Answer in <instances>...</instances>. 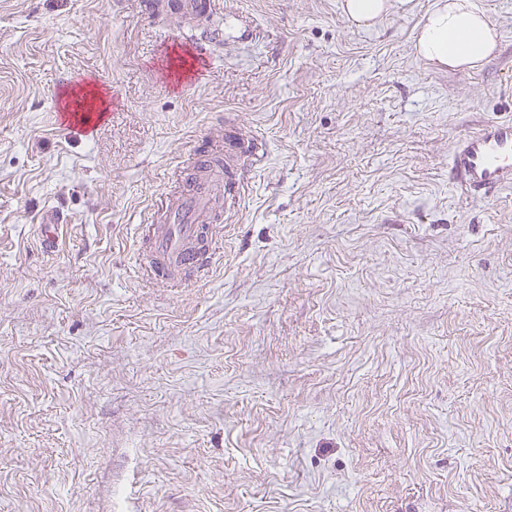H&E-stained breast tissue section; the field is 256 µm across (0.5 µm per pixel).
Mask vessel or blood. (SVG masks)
<instances>
[{"mask_svg":"<svg viewBox=\"0 0 512 512\" xmlns=\"http://www.w3.org/2000/svg\"><path fill=\"white\" fill-rule=\"evenodd\" d=\"M182 20L193 23L215 11V0H176ZM212 44L209 32L192 42L190 59H179L177 72L189 63L204 66ZM60 126L91 128L98 113L78 112L72 96L60 98ZM244 143L225 131L223 149L193 150L171 172L172 190L159 197L143 226L148 251L138 264V276L147 283L177 288L207 279L214 266L217 244L224 239V212L238 204L243 182L236 158ZM449 176L461 194L490 195L512 188V122L485 124L453 145Z\"/></svg>","mask_w":512,"mask_h":512,"instance_id":"vessel-or-blood-1","label":"vessel or blood"}]
</instances>
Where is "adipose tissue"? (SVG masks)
Masks as SVG:
<instances>
[{
  "mask_svg": "<svg viewBox=\"0 0 512 512\" xmlns=\"http://www.w3.org/2000/svg\"><path fill=\"white\" fill-rule=\"evenodd\" d=\"M497 44L494 24L473 0H437L418 25L416 50L439 68L478 67Z\"/></svg>",
  "mask_w": 512,
  "mask_h": 512,
  "instance_id": "obj_1",
  "label": "adipose tissue"
}]
</instances>
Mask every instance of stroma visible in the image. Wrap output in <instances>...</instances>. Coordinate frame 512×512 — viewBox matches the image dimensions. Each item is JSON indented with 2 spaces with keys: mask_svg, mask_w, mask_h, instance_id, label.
<instances>
[{
  "mask_svg": "<svg viewBox=\"0 0 512 512\" xmlns=\"http://www.w3.org/2000/svg\"><path fill=\"white\" fill-rule=\"evenodd\" d=\"M141 2L0 0V512H512V189L448 179L512 119V0L448 70L415 50L435 0H220L189 84ZM81 75L90 137L56 118ZM219 115L258 153L214 273L147 285L151 201ZM391 3L390 0H345L342 8L352 22L370 27L387 14Z\"/></svg>",
  "mask_w": 512,
  "mask_h": 512,
  "instance_id": "stroma-1",
  "label": "stroma"
}]
</instances>
